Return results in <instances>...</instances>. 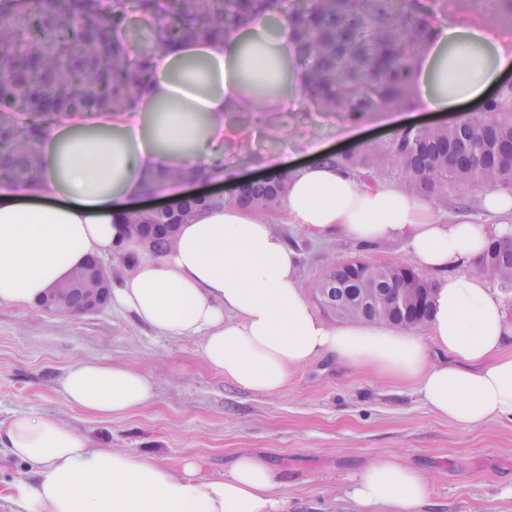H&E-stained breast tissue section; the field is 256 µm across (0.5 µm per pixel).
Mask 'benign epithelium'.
Masks as SVG:
<instances>
[{
	"mask_svg": "<svg viewBox=\"0 0 512 512\" xmlns=\"http://www.w3.org/2000/svg\"><path fill=\"white\" fill-rule=\"evenodd\" d=\"M226 190L202 191L179 197L170 204H159L144 208L162 220L160 224H128L129 234L151 240L155 236L162 237L166 244L174 242L177 224L185 210V204L191 199L207 202L220 201ZM115 267L101 258H93L83 267L75 270L71 276L59 286L51 289L40 301L39 307L48 313L86 314L105 308L111 297L112 271Z\"/></svg>",
	"mask_w": 512,
	"mask_h": 512,
	"instance_id": "1",
	"label": "benign epithelium"
}]
</instances>
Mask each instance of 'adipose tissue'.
<instances>
[{
  "instance_id": "obj_1",
  "label": "adipose tissue",
  "mask_w": 512,
  "mask_h": 512,
  "mask_svg": "<svg viewBox=\"0 0 512 512\" xmlns=\"http://www.w3.org/2000/svg\"><path fill=\"white\" fill-rule=\"evenodd\" d=\"M148 54L152 80L134 109L51 122L36 188L0 183V304L28 306L93 255L120 253L132 266L112 300L138 323L173 339L201 338L207 364L236 385L279 393L291 369L326 357L338 366L416 385L434 413L456 425L512 419V317L484 275L468 264L495 236L512 232V193L483 187L481 209L498 222H445L400 185H367L325 162L315 142L290 167L278 213L309 237L343 236L362 245L398 241L417 269L440 272L429 333L379 325H331L311 307L298 277L301 256L274 231L275 214L210 206L182 224L175 244L151 256L128 237L123 218L166 170L202 167L215 182L240 180L224 155L225 113L262 124L302 94L298 47L284 7L256 16L223 40L194 38ZM512 74V39L464 19L434 21L421 57L414 103L445 112L486 96ZM59 384L66 402L109 417L146 405L144 374L81 361ZM0 447L33 468L13 485L25 512H284V483L263 456H239L221 475L191 457L168 465L111 448L47 415L14 416ZM426 475L398 458L371 463L350 496L361 512H424Z\"/></svg>"
}]
</instances>
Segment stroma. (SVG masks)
<instances>
[{
  "mask_svg": "<svg viewBox=\"0 0 512 512\" xmlns=\"http://www.w3.org/2000/svg\"><path fill=\"white\" fill-rule=\"evenodd\" d=\"M398 116L412 124L429 120L408 104L352 126L303 97L283 113L278 133L262 132L250 113H236L231 121L256 134L260 152L303 138L339 152L392 137L389 120ZM275 228L301 254L304 287L330 263L355 256L409 261L399 242L363 249L336 236L307 238L283 222ZM80 360L145 374L154 384L152 399L112 418L67 405L59 379ZM18 414L54 416L96 446L159 463L195 456L216 475L242 453L263 454L288 481L281 491L286 512H359L349 495L356 476L389 455L425 472L428 512H512V420L456 425L434 415L411 384L339 368L326 358L293 369L277 394L247 391L206 364L200 339L158 335L111 304L75 315L0 305V423Z\"/></svg>",
  "mask_w": 512,
  "mask_h": 512,
  "instance_id": "35a3bbf8",
  "label": "stroma"
}]
</instances>
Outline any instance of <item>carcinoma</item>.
<instances>
[{"label": "carcinoma", "instance_id": "obj_1", "mask_svg": "<svg viewBox=\"0 0 512 512\" xmlns=\"http://www.w3.org/2000/svg\"><path fill=\"white\" fill-rule=\"evenodd\" d=\"M0 0V181L34 186L43 128L61 114L125 111L152 79L145 55L132 56L117 37L128 12L158 24V44L224 36L225 24L245 28L275 0ZM474 0H296L288 25L299 48L306 94L320 112L357 119L399 107L415 88L417 56L430 23L448 6ZM493 19L512 23V0H495ZM329 161L374 185L397 176L420 196L448 200L473 186L512 188V85L483 112L452 124L406 128L391 142L332 156ZM288 173L242 187L232 203L278 208ZM490 281L512 288V235L493 237L475 259ZM354 288H378L380 301L356 303ZM313 300L338 320L413 331L433 314V281L410 265L351 258L310 283Z\"/></svg>", "mask_w": 512, "mask_h": 512}]
</instances>
